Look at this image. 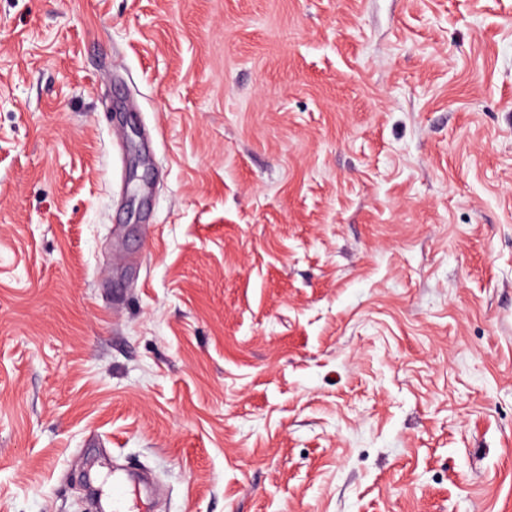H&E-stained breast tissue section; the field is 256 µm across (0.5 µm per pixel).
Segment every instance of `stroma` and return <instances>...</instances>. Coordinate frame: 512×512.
I'll use <instances>...</instances> for the list:
<instances>
[{"instance_id":"35a3bbf8","label":"stroma","mask_w":512,"mask_h":512,"mask_svg":"<svg viewBox=\"0 0 512 512\" xmlns=\"http://www.w3.org/2000/svg\"><path fill=\"white\" fill-rule=\"evenodd\" d=\"M512 512V0H0V512Z\"/></svg>"}]
</instances>
